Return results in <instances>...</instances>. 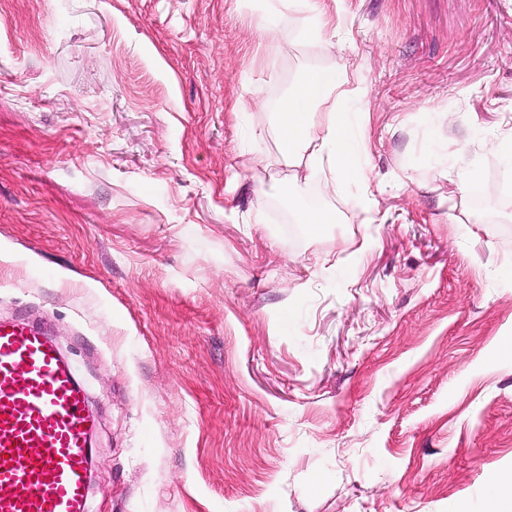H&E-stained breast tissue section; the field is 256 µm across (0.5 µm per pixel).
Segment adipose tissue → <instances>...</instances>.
<instances>
[{
	"label": "adipose tissue",
	"mask_w": 512,
	"mask_h": 512,
	"mask_svg": "<svg viewBox=\"0 0 512 512\" xmlns=\"http://www.w3.org/2000/svg\"><path fill=\"white\" fill-rule=\"evenodd\" d=\"M288 25L300 26L303 39L321 44L332 42L341 27L324 0H268L258 21L261 36L280 41ZM362 96L361 86L335 66L304 69L280 98L266 129L276 142L277 163L322 174L335 186L348 178L352 144L344 107Z\"/></svg>",
	"instance_id": "obj_1"
}]
</instances>
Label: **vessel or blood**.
Returning <instances> with one entry per match:
<instances>
[{
	"label": "vessel or blood",
	"mask_w": 512,
	"mask_h": 512,
	"mask_svg": "<svg viewBox=\"0 0 512 512\" xmlns=\"http://www.w3.org/2000/svg\"><path fill=\"white\" fill-rule=\"evenodd\" d=\"M87 392L47 331L0 320V512H91Z\"/></svg>",
	"instance_id": "obj_1"
}]
</instances>
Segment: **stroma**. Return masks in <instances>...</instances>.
<instances>
[{
    "instance_id": "obj_1",
    "label": "stroma",
    "mask_w": 512,
    "mask_h": 512,
    "mask_svg": "<svg viewBox=\"0 0 512 512\" xmlns=\"http://www.w3.org/2000/svg\"><path fill=\"white\" fill-rule=\"evenodd\" d=\"M259 9L0 0V319L87 390L94 512H512V0H329L330 45ZM322 64L353 189L262 134ZM452 169L493 222L449 223Z\"/></svg>"
}]
</instances>
